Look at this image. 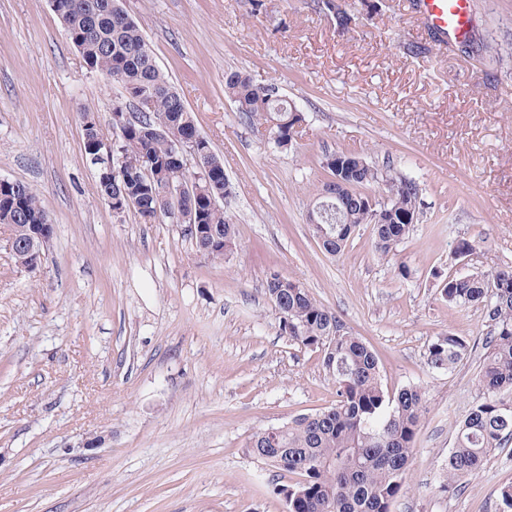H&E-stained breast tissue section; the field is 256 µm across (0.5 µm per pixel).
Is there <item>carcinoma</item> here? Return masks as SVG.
<instances>
[{"instance_id": "1", "label": "carcinoma", "mask_w": 512, "mask_h": 512, "mask_svg": "<svg viewBox=\"0 0 512 512\" xmlns=\"http://www.w3.org/2000/svg\"><path fill=\"white\" fill-rule=\"evenodd\" d=\"M72 1L75 6L64 16L65 31L77 40L89 69L110 71L125 94L139 92L149 99L148 114L119 135L114 145L115 154L124 159V176L110 185L99 183V190L114 199H136L135 211L145 221L169 219V211L156 210L155 191L178 180L177 135L195 124L192 112L158 66L140 26L116 6L118 0H61ZM225 92L243 118L270 125L277 147L292 146L298 117L276 83L261 85L234 71L225 79ZM203 149L201 163L209 171L200 186L209 187V193L198 201L200 223L224 242L214 245L205 237L196 241V250L222 262L225 247L235 244L236 232L215 200L228 196L230 185L223 159L207 140ZM326 166L348 182L339 197L331 199L342 222L372 225L375 253L389 259L411 229L401 223V214L420 206L416 182L384 174L352 153L333 155ZM380 183L386 193L382 201L365 192ZM48 218L42 201L30 190L12 206H0V224L19 241L28 239L32 226ZM266 292L279 294L288 308V324L281 326L288 339L322 351L336 385V401L324 410L291 419L273 434L266 430L254 434L247 451L257 459L266 456L264 464L296 477L293 483L275 487L288 512H391L404 489L424 416L422 388L413 384L388 390L375 353L299 282L273 271L266 279ZM442 294L459 307H482L491 325L479 376L483 399L456 425L454 446L444 466L441 488L450 492L462 478L481 470L491 450L512 440V267L455 275L448 278ZM470 352L469 341L450 332L428 345L427 364L451 371ZM276 448L286 453L278 454Z\"/></svg>"}]
</instances>
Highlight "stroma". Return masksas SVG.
Wrapping results in <instances>:
<instances>
[{"mask_svg":"<svg viewBox=\"0 0 512 512\" xmlns=\"http://www.w3.org/2000/svg\"><path fill=\"white\" fill-rule=\"evenodd\" d=\"M119 3L224 161L237 241L213 263L182 225L112 212L81 114L113 142L123 90L87 67L49 0H0V178L26 184L53 225L33 272L0 226V512H288L280 476L247 443L330 406L336 386L320 351L283 334L273 271L374 351L388 388L425 392L392 512H498L512 442L440 488L455 425L482 398L489 333L482 308L448 304L440 286L512 267V0H472L466 52L432 40L415 0L375 12L344 0L343 30L314 0ZM233 71L276 82L303 113L291 149L236 111ZM339 151L419 185L391 262L375 256L371 225L333 257L307 222ZM464 240L477 253L453 261ZM450 332L472 351L432 369L427 346Z\"/></svg>","mask_w":512,"mask_h":512,"instance_id":"obj_1","label":"stroma"}]
</instances>
